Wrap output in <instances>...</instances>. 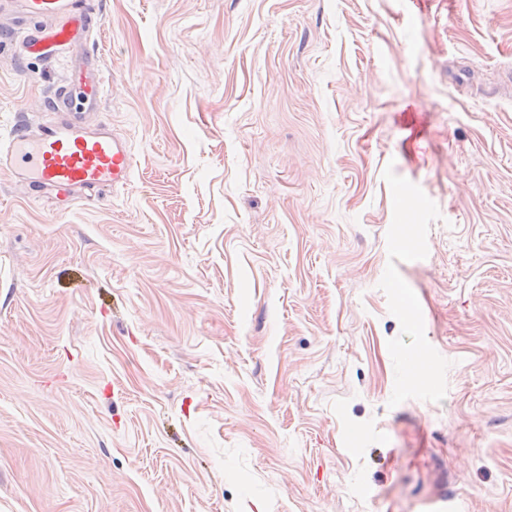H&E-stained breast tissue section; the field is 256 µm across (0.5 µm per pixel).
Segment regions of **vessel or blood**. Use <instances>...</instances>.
<instances>
[{
  "instance_id": "obj_1",
  "label": "vessel or blood",
  "mask_w": 512,
  "mask_h": 512,
  "mask_svg": "<svg viewBox=\"0 0 512 512\" xmlns=\"http://www.w3.org/2000/svg\"><path fill=\"white\" fill-rule=\"evenodd\" d=\"M95 0H0V13L25 22L28 52L53 58L87 38ZM105 92L95 61L68 69L49 101L46 117L15 123L0 137V170L32 196L56 201L92 198L127 186L133 157L127 140L96 121Z\"/></svg>"
}]
</instances>
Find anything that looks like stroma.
Segmentation results:
<instances>
[{"instance_id": "35a3bbf8", "label": "stroma", "mask_w": 512, "mask_h": 512, "mask_svg": "<svg viewBox=\"0 0 512 512\" xmlns=\"http://www.w3.org/2000/svg\"><path fill=\"white\" fill-rule=\"evenodd\" d=\"M99 7L0 17V136L92 53L134 161L0 172V512H512V0ZM95 7L94 0H2L0 13L8 11L26 23L23 41L29 53L52 59L65 46L87 38ZM47 22L53 25H42Z\"/></svg>"}]
</instances>
